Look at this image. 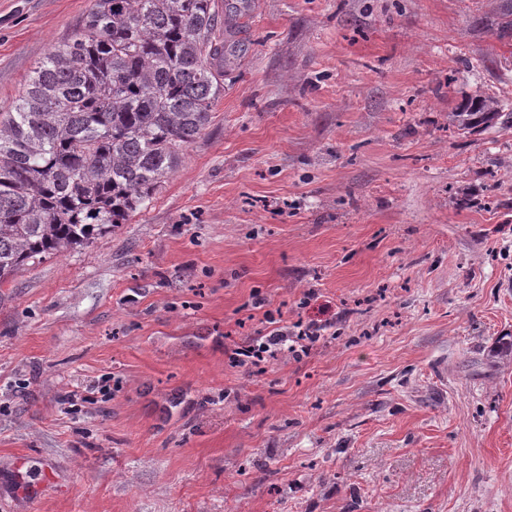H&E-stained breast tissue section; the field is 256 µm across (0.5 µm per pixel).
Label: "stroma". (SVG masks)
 <instances>
[{
	"mask_svg": "<svg viewBox=\"0 0 512 512\" xmlns=\"http://www.w3.org/2000/svg\"><path fill=\"white\" fill-rule=\"evenodd\" d=\"M89 4L0 0V111ZM500 4L251 0L148 207L0 287V512H512ZM268 311L321 336L232 364ZM507 118L512 126V113L502 112L500 104L491 97L478 96L458 109L449 112L448 123L461 134H471Z\"/></svg>",
	"mask_w": 512,
	"mask_h": 512,
	"instance_id": "1",
	"label": "stroma"
}]
</instances>
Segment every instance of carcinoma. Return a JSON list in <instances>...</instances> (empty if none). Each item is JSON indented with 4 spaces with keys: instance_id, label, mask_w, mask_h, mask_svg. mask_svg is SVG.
Listing matches in <instances>:
<instances>
[{
    "instance_id": "1",
    "label": "carcinoma",
    "mask_w": 512,
    "mask_h": 512,
    "mask_svg": "<svg viewBox=\"0 0 512 512\" xmlns=\"http://www.w3.org/2000/svg\"><path fill=\"white\" fill-rule=\"evenodd\" d=\"M249 0H93L77 32L0 112V287L151 203L224 94L232 27ZM499 33L512 35V0ZM507 119L491 97L448 113L471 134Z\"/></svg>"
}]
</instances>
